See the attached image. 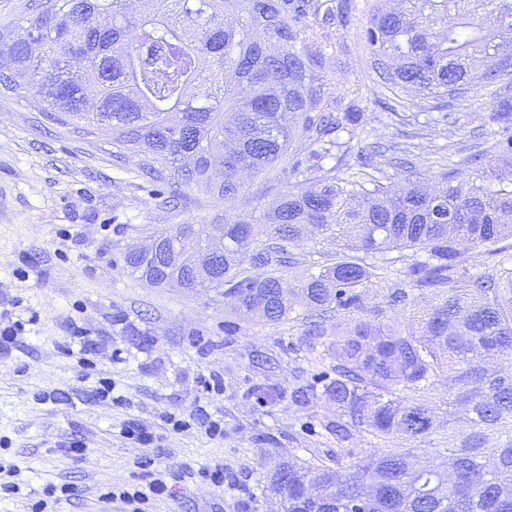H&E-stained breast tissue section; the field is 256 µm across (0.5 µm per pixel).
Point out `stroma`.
I'll use <instances>...</instances> for the list:
<instances>
[{"instance_id": "obj_1", "label": "stroma", "mask_w": 512, "mask_h": 512, "mask_svg": "<svg viewBox=\"0 0 512 512\" xmlns=\"http://www.w3.org/2000/svg\"><path fill=\"white\" fill-rule=\"evenodd\" d=\"M355 4L348 23L332 27L326 54L333 97L362 109L340 177L357 172L376 143L410 149L432 179L486 149V106L512 85L501 81L449 101L457 123L448 131L429 125L426 107L405 121L389 119L377 102L391 92L374 79L365 39L373 0ZM112 151L104 136L47 123L33 95L0 93V327L24 326L19 348L0 357V484L20 485L0 498V512H31L46 485L63 483L73 495L49 500L46 512H100L105 487L130 490L159 476L173 487L145 512H281L266 490L272 466L337 448L325 428L335 407L320 395L295 400L335 365L331 337L310 336L297 310L271 324L234 314L216 289L150 287L128 273L124 257L174 225L223 223L228 208L258 223L296 180L280 168L246 178L227 208L195 187L156 194L138 175L142 156L118 165ZM332 250L316 234L291 246L289 286L317 272ZM417 259L398 251L386 277L373 279L364 320L380 327L405 320L408 306L391 304L389 295L411 289L406 271ZM73 320L95 344L91 369L72 352ZM102 377L111 378L115 400L93 397ZM425 398L433 430L399 447L444 448L449 430L469 434L447 378ZM168 412L189 426L172 431L161 420ZM210 419L223 422V435L206 434ZM130 421L154 441L129 439ZM74 440L86 446L82 458L70 453ZM217 465L223 486L198 477Z\"/></svg>"}]
</instances>
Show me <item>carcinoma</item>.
Wrapping results in <instances>:
<instances>
[{
    "instance_id": "cac0c4a2",
    "label": "carcinoma",
    "mask_w": 512,
    "mask_h": 512,
    "mask_svg": "<svg viewBox=\"0 0 512 512\" xmlns=\"http://www.w3.org/2000/svg\"><path fill=\"white\" fill-rule=\"evenodd\" d=\"M351 9L350 0L334 9L324 0H142L129 16L125 0H35L33 14L0 27V92L27 91L53 123L112 136L118 164L150 154L140 170L152 182L168 171L174 184L203 187L226 204L245 172L286 163L301 177L263 224L226 208L222 224L157 234V263L126 254L127 268L151 286L222 288L239 316L278 323L292 309L278 272L291 265L288 245L314 225L325 241L363 252L325 262L300 289L322 337L331 315L363 309L377 256L424 253L407 275L433 288L431 303L420 309L399 288L392 301L411 307L405 323H336V366L322 385L336 421L326 429L340 443L363 429L387 443L426 435L433 411L410 394L446 375L477 432L459 448L363 455L342 446L282 462L268 484L284 512H512V441L488 448L480 433L512 423V376L486 367L512 358V267L494 275L466 267L467 254L512 239V100L490 109L500 131L480 171L462 177L450 168L431 182L411 164L395 185L367 157L372 171L336 176L346 155L336 132L353 131L361 107L335 100L320 69L330 26ZM365 35L399 121L398 108L433 101V124L450 127L448 100L512 77V0H377ZM305 41L315 51L297 49ZM74 59L83 62L78 73ZM218 167L224 180L215 184ZM217 238L216 275L200 278Z\"/></svg>"
}]
</instances>
